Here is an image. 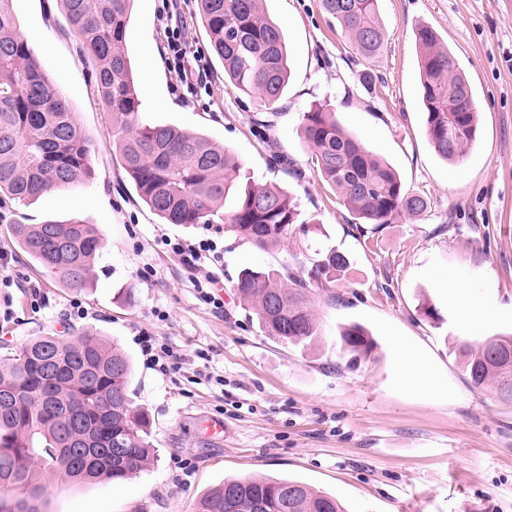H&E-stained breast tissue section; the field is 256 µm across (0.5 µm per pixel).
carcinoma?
<instances>
[{
    "label": "carcinoma",
    "mask_w": 512,
    "mask_h": 512,
    "mask_svg": "<svg viewBox=\"0 0 512 512\" xmlns=\"http://www.w3.org/2000/svg\"><path fill=\"white\" fill-rule=\"evenodd\" d=\"M0 0V194L25 203L69 188L93 172L86 136L70 102L45 78L12 8ZM94 66L100 97L116 136V156L140 199L167 224H210L259 249L280 244L297 212L275 181L241 186L238 159L209 139L173 125L138 122L141 101L125 35L133 0H61ZM261 0H198L224 77L272 108L287 85L284 38L266 19ZM378 0H322L353 50L367 58L385 42ZM420 52L426 134L435 153L462 158L475 139L471 88L436 32L415 31ZM301 134L319 174L363 223L378 229L426 210L421 195L404 189L396 171L336 120L329 105L303 114ZM234 195L236 205L224 210ZM13 238L44 272L68 288L89 287L103 239L91 224H15ZM349 256L330 249L297 273L246 267L234 284L264 331L306 346L318 336L309 295L335 285ZM343 347L360 355L373 348L356 324L341 333ZM463 371L477 389H491L512 405V334L456 345ZM132 367L118 347L93 330L62 338L30 337L0 360V512H43L56 484L121 482L144 470L152 444L148 414L134 405ZM197 512H344L335 497L294 480L226 479L199 500Z\"/></svg>",
    "instance_id": "cac0c4a2"
}]
</instances>
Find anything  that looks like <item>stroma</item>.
<instances>
[{
    "mask_svg": "<svg viewBox=\"0 0 512 512\" xmlns=\"http://www.w3.org/2000/svg\"><path fill=\"white\" fill-rule=\"evenodd\" d=\"M164 2L134 0L127 28L141 121L231 150L239 183L277 181L299 222L266 250L218 222L164 223L116 158L107 110L60 0H13L23 37L71 103L95 163L82 185L33 203L0 195V253L11 258L0 266V358L40 334L100 331L131 360L133 400L149 414L154 445L153 461L132 479L55 486L44 512H196L209 489L245 476L305 482L346 512H512V406L474 388L454 351L460 340L512 332V0H378L385 43L370 58L348 48L321 0H263L290 69L270 110L225 79L195 0L177 16L208 85L182 92L159 20ZM422 24L453 52L477 107L476 140L456 163L439 158L425 133L413 36ZM366 70L375 76L368 87L359 81ZM325 101L426 199L424 212L359 232L357 215L314 172L300 134L303 112ZM275 153L293 168L271 169ZM70 219L95 225L104 240L85 290L45 275L11 233L15 224ZM206 239L220 255L204 266L224 284L220 308L200 297L195 272L169 247ZM330 247L351 266L315 297L316 339L302 348L267 336L234 290L240 271L296 270ZM453 276L471 288L473 307L494 309L476 329L459 319ZM425 306L442 323L424 317ZM351 324L372 335L369 353L342 350L340 331ZM146 336L168 357L148 359ZM406 346L424 353L430 390L406 382ZM210 420L223 433L209 434Z\"/></svg>",
    "mask_w": 512,
    "mask_h": 512,
    "instance_id": "stroma-1",
    "label": "stroma"
}]
</instances>
